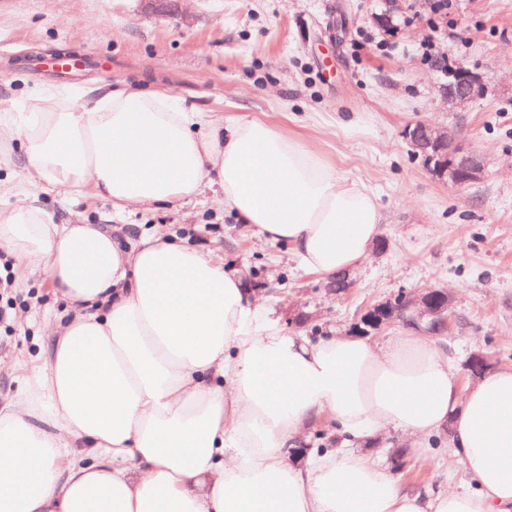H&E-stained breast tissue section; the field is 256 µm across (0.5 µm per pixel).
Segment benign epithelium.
Wrapping results in <instances>:
<instances>
[{"mask_svg": "<svg viewBox=\"0 0 512 512\" xmlns=\"http://www.w3.org/2000/svg\"><path fill=\"white\" fill-rule=\"evenodd\" d=\"M400 0H384L385 8L375 17L382 28L393 27V19ZM486 89L484 77L474 73L464 62L444 73L441 91L448 104L462 107ZM408 137L415 151L423 154L429 162L433 175L451 184H467L474 181L483 169L481 157L467 148L456 136L428 123H417L408 129ZM452 297L445 289L430 288L407 298L404 305L395 307L384 302L367 310L360 319L363 327L359 331L377 329L393 318H402L431 332L446 329L452 308ZM492 368L491 356L484 352L472 354L465 364L467 374L479 378Z\"/></svg>", "mask_w": 512, "mask_h": 512, "instance_id": "1", "label": "benign epithelium"}]
</instances>
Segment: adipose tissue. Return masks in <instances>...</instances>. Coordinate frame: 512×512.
I'll use <instances>...</instances> for the list:
<instances>
[{"instance_id":"obj_1","label":"adipose tissue","mask_w":512,"mask_h":512,"mask_svg":"<svg viewBox=\"0 0 512 512\" xmlns=\"http://www.w3.org/2000/svg\"><path fill=\"white\" fill-rule=\"evenodd\" d=\"M0 111V247L43 274L67 319L0 403V512H512V367L462 388L424 333L384 344L285 332L223 258L154 232L124 248L59 224L29 188L90 190L115 211L205 188L324 280L381 231L372 188L267 123L125 84L72 104L23 89ZM328 419L347 443L450 428L474 486L423 495L358 452L298 451Z\"/></svg>"}]
</instances>
